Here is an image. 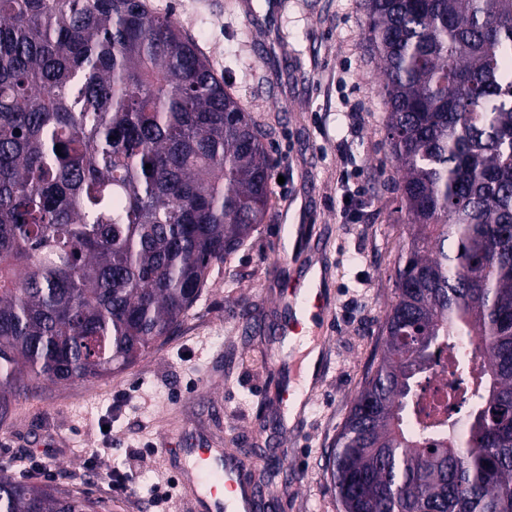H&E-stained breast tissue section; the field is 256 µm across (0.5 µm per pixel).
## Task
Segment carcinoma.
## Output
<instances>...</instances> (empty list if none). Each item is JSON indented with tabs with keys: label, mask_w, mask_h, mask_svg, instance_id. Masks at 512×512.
<instances>
[{
	"label": "carcinoma",
	"mask_w": 512,
	"mask_h": 512,
	"mask_svg": "<svg viewBox=\"0 0 512 512\" xmlns=\"http://www.w3.org/2000/svg\"><path fill=\"white\" fill-rule=\"evenodd\" d=\"M363 8L408 236L331 487L342 512H512V0ZM265 139L143 0H0V426L182 325L265 219ZM444 354L459 427L420 407ZM0 512L107 506L0 475Z\"/></svg>",
	"instance_id": "cac0c4a2"
}]
</instances>
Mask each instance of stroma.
Returning <instances> with one entry per match:
<instances>
[{
  "instance_id": "obj_1",
  "label": "stroma",
  "mask_w": 512,
  "mask_h": 512,
  "mask_svg": "<svg viewBox=\"0 0 512 512\" xmlns=\"http://www.w3.org/2000/svg\"><path fill=\"white\" fill-rule=\"evenodd\" d=\"M193 38L215 74L262 127L274 160L272 203L246 243L215 263L179 330L135 366L95 384L47 386L0 427V473L22 477L29 456L58 449L64 486L107 501L111 512H158L154 488L178 476L160 441L176 424L256 462L270 491L265 512H341L326 468L353 399L384 345L394 269L408 234L401 175L385 141L380 63L366 39L361 0H146ZM305 226L328 264L335 304L311 336L328 360L291 447L276 403L301 381L295 346L278 326L284 284L304 267L280 259L288 227ZM252 325L240 329V310ZM111 449L101 470L84 460ZM134 489L111 492L112 467Z\"/></svg>"
}]
</instances>
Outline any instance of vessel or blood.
Wrapping results in <instances>:
<instances>
[{
  "instance_id": "b4317fda",
  "label": "vessel or blood",
  "mask_w": 512,
  "mask_h": 512,
  "mask_svg": "<svg viewBox=\"0 0 512 512\" xmlns=\"http://www.w3.org/2000/svg\"><path fill=\"white\" fill-rule=\"evenodd\" d=\"M285 301L289 318L284 334H301L305 321L324 316L332 310L331 298L310 280L288 284ZM181 430H173L172 439L163 444L164 453L182 452L187 464L181 484L187 512H257L261 498L253 467L240 460L233 449L201 445L183 448Z\"/></svg>"
}]
</instances>
